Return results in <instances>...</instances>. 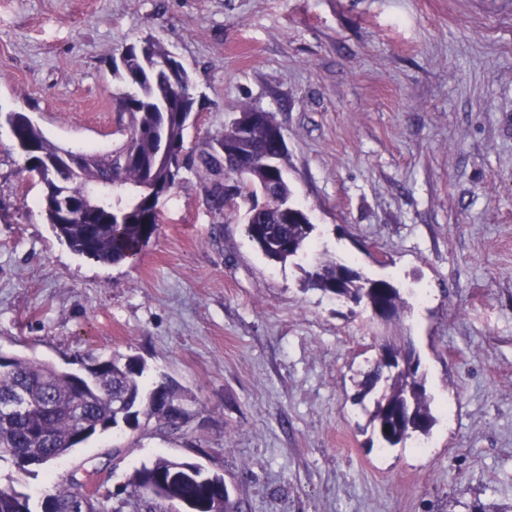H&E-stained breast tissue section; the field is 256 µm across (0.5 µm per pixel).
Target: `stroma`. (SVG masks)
I'll return each instance as SVG.
<instances>
[{"label": "stroma", "mask_w": 512, "mask_h": 512, "mask_svg": "<svg viewBox=\"0 0 512 512\" xmlns=\"http://www.w3.org/2000/svg\"><path fill=\"white\" fill-rule=\"evenodd\" d=\"M158 38L189 71L196 155L248 104L274 114L316 252L400 288L399 323L268 261L188 165L132 261L72 252L6 121L74 150L122 120L115 48ZM410 337L429 434L381 448L352 397L385 338ZM0 352L80 369L140 357L192 417L108 432L0 486L92 477L108 512L166 457L223 475L239 512H512V0H0Z\"/></svg>", "instance_id": "1"}]
</instances>
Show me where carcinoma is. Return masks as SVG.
<instances>
[{"label":"carcinoma","instance_id":"cac0c4a2","mask_svg":"<svg viewBox=\"0 0 512 512\" xmlns=\"http://www.w3.org/2000/svg\"><path fill=\"white\" fill-rule=\"evenodd\" d=\"M175 62L162 42L149 36L112 54V83L122 88L117 96L118 111L128 116L116 133L121 144L112 149V164L82 169V183L96 187L108 182L118 185L112 191V206L103 210L95 224H62L56 199L46 193L41 207L58 238L76 254L103 264H118L135 258L152 237L160 222L157 197L145 192L149 182L171 189L170 153L185 150L188 126L183 113L194 110L195 98L187 70L182 82L174 83L165 66ZM276 125L274 116L264 113L263 122L253 132L251 142L235 145L234 128L213 139L198 157L200 177L211 181L210 202L224 213L231 198L220 174V159L229 149L255 154L250 179L242 182L238 196L246 197L261 183L272 188V196L289 200L291 191L285 178L287 151L273 147L267 129ZM21 138L33 145L39 156L58 159L68 149L49 140L39 126L30 124L20 131ZM277 211L264 210L247 219L250 240L271 261L285 262L305 251L314 225L306 210L295 211L296 223L277 224ZM309 285L339 300L355 302L364 297L372 305L388 310L387 320L401 316L408 307L399 289L386 280H374L352 267L324 258L306 271ZM402 349V342L391 340L381 346L375 365L359 383L357 403L370 404L366 410L380 445L394 448L413 433L430 431L434 416L431 398L422 375L388 369ZM98 374L78 389L77 374L71 370L0 353V402L24 396L28 409L23 414L0 412V463H7L22 474L33 472V461H58L91 436L124 423L139 426V417L156 419L161 429L179 430L189 418L188 411L172 415L162 398L182 400L183 390L168 379L144 390L141 383L145 365L137 358L124 362L114 358L96 361ZM199 465L187 461L158 458L136 469L129 481L145 512H164L167 502H177L185 512H238L229 492L217 490L198 480ZM83 484L73 479L57 483L44 500L56 505V512H67L70 503L82 494ZM0 512H35L31 496L12 486H0Z\"/></svg>","mask_w":512,"mask_h":512}]
</instances>
